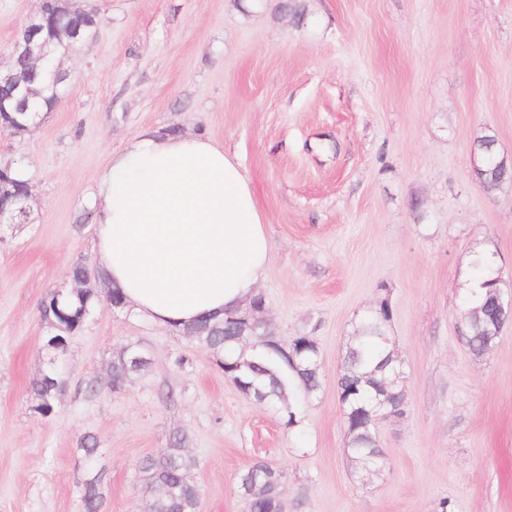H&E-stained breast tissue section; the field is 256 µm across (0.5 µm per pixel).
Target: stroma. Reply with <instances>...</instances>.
I'll return each instance as SVG.
<instances>
[{"mask_svg": "<svg viewBox=\"0 0 512 512\" xmlns=\"http://www.w3.org/2000/svg\"><path fill=\"white\" fill-rule=\"evenodd\" d=\"M102 22L67 52V81L33 130L0 133L26 164L33 204L0 224V512H81L104 476L102 512H139L138 463L185 436L198 512H246L236 477L283 471L284 512H512V323L486 355L457 334L471 252L512 286V184L488 194L473 144L512 157V0H89ZM38 0H0V62ZM176 126L235 155L271 240L260 291L283 339L320 350L322 387L299 431L245 398L206 349L99 302L59 364L55 411L30 384L52 356L42 300L95 264L88 200L114 151ZM388 298L406 414L376 426L383 464L346 452L337 377L352 324ZM149 367L124 390L113 358ZM93 435L88 464L79 448ZM137 356L139 359H131ZM149 360L143 352L136 347H131L129 354L117 356L111 364V375L108 382L112 392L122 391L134 378L148 367ZM102 480L99 474L86 479L79 490L83 512H99L103 502Z\"/></svg>", "mask_w": 512, "mask_h": 512, "instance_id": "stroma-1", "label": "stroma"}]
</instances>
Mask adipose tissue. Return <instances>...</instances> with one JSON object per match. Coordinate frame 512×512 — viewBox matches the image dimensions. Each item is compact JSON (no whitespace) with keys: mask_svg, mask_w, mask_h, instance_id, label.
Segmentation results:
<instances>
[{"mask_svg":"<svg viewBox=\"0 0 512 512\" xmlns=\"http://www.w3.org/2000/svg\"><path fill=\"white\" fill-rule=\"evenodd\" d=\"M89 206L98 268L134 314L179 330L256 296L265 222L237 158L212 138L132 140L113 153Z\"/></svg>","mask_w":512,"mask_h":512,"instance_id":"adipose-tissue-1","label":"adipose tissue"}]
</instances>
